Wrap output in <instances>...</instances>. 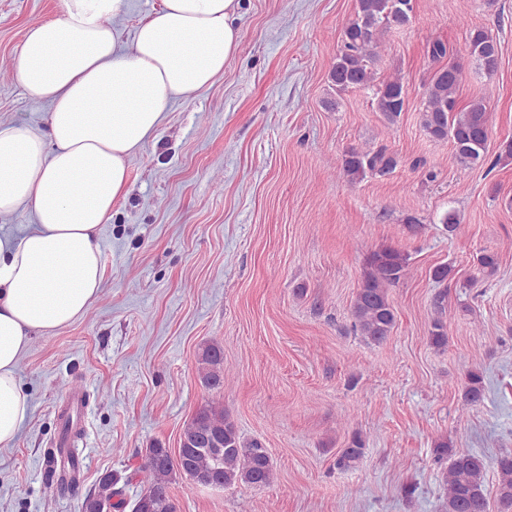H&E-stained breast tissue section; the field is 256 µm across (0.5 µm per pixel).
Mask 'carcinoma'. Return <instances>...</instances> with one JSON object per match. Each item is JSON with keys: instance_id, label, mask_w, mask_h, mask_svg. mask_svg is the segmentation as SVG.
Masks as SVG:
<instances>
[{"instance_id": "1", "label": "carcinoma", "mask_w": 512, "mask_h": 512, "mask_svg": "<svg viewBox=\"0 0 512 512\" xmlns=\"http://www.w3.org/2000/svg\"><path fill=\"white\" fill-rule=\"evenodd\" d=\"M414 0H356L355 15L343 30V48L329 66V80L336 92L342 93L365 87L375 80L373 63L384 51L380 34L391 27H402L411 20ZM471 56L484 74L497 72L499 52L496 39L481 28L468 33ZM462 80L456 64L439 67L425 89L421 111V127L434 141H451L458 163L470 168L486 161L490 136L489 117L480 99L460 105L458 92ZM376 111L393 124L406 108L405 90L399 77L380 82L376 89ZM397 166L394 155L382 146L376 150L352 147L344 155L343 175L353 184L366 174L385 175ZM483 273L492 276L499 264L498 254L485 251L477 256ZM408 255L399 248L386 245L364 259V276L353 307V327L361 335L380 342L395 324V308L388 290L408 274ZM444 298L435 303L436 316L430 329L433 344L448 342L445 323L440 316ZM199 376L203 385L216 393L224 390L226 370L223 349L212 344L205 347L199 358ZM464 405L476 406L484 397V377L479 370L465 374L462 386ZM437 461H446L442 472L445 486V512H488L485 475L494 470L498 476L496 497L499 512H512V452L487 458L474 453H456L448 443L435 445ZM365 442L354 435L339 452L336 466L349 468L364 454ZM143 473L144 492L136 500L132 512H176L170 496L174 474L192 483L213 481L219 486L247 484L269 486L275 472L270 454L258 442L241 440L234 423L215 401L201 405L185 424L179 448L173 454L167 448L152 446L145 450ZM121 476L104 475L94 493L85 497L81 512H120L125 507Z\"/></svg>"}]
</instances>
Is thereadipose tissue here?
I'll return each mask as SVG.
<instances>
[{"label":"adipose tissue","mask_w":512,"mask_h":512,"mask_svg":"<svg viewBox=\"0 0 512 512\" xmlns=\"http://www.w3.org/2000/svg\"><path fill=\"white\" fill-rule=\"evenodd\" d=\"M126 0H60L16 57L27 95L51 106L46 133L0 125V214L26 206L34 226L0 238V447L30 413L18 367L33 333L81 317L103 277L98 232L125 195L129 161L172 99L223 74L240 43L239 0H162L123 47Z\"/></svg>","instance_id":"ef3b65f1"}]
</instances>
